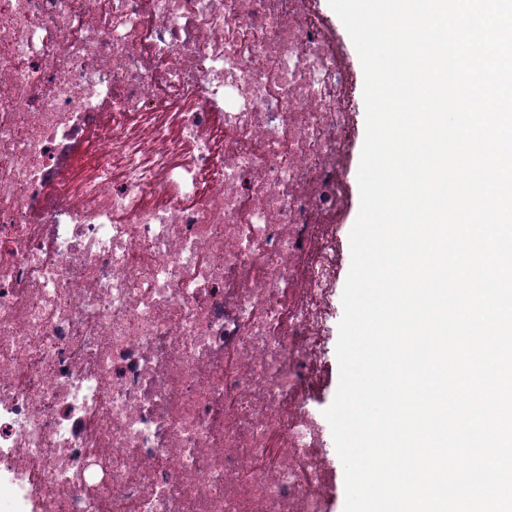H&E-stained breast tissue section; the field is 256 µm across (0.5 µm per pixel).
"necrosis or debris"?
Returning a JSON list of instances; mask_svg holds the SVG:
<instances>
[{
    "label": "necrosis or debris",
    "instance_id": "4bbe7bcc",
    "mask_svg": "<svg viewBox=\"0 0 512 512\" xmlns=\"http://www.w3.org/2000/svg\"><path fill=\"white\" fill-rule=\"evenodd\" d=\"M359 110L320 0H0V512H325ZM358 123H359V133L357 140L355 142L353 148L352 162H351V174H350V186H351V206L348 211L345 228L342 232V242L343 249L345 253V261L343 265V269L341 271L340 280L338 283V294H339V307L338 314L336 320L333 323L332 327V339L330 341V353H329V362L327 367L322 372L319 377L317 383L315 384V391L317 396L321 401H323V407L326 409L333 401L338 384H339V369L338 362L336 357V344L338 339V325L343 316V305H342V292L344 288V284L349 272L350 268V244H349V233L350 230L357 218L359 207H360V196H359V188L357 182V172L360 160V154L364 142L365 136V107L361 109V112H358Z\"/></svg>",
    "mask_w": 512,
    "mask_h": 512
}]
</instances>
